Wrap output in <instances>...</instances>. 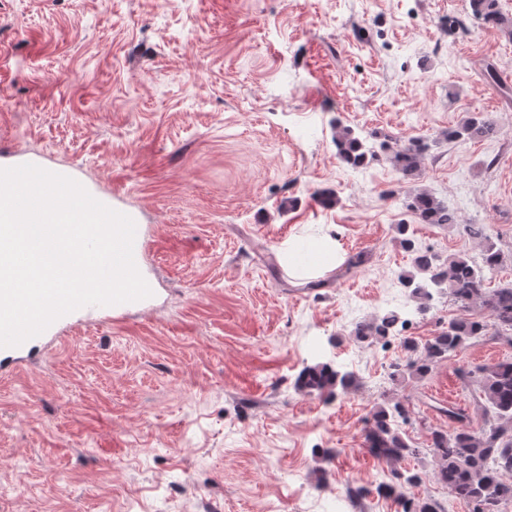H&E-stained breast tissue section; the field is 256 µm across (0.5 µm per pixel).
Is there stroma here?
Listing matches in <instances>:
<instances>
[{
  "mask_svg": "<svg viewBox=\"0 0 512 512\" xmlns=\"http://www.w3.org/2000/svg\"><path fill=\"white\" fill-rule=\"evenodd\" d=\"M479 112L493 138L448 141ZM338 122L390 148L424 139L418 172L387 150L351 169ZM23 156L133 216L158 293L120 323L75 316L0 377V512H399L349 495L388 480L364 428L397 399L424 450L403 463L423 476L414 494L471 512L426 448L442 408L483 426L479 384L459 372L512 360V335L488 326L399 385L401 338L352 335L413 306L401 223L440 258L474 261L484 244L464 227L485 225L505 258L487 285L512 282V38L470 0H0V168ZM421 191L459 224L417 223L407 202ZM465 315L435 293L409 335ZM317 362L356 388L296 389Z\"/></svg>",
  "mask_w": 512,
  "mask_h": 512,
  "instance_id": "1",
  "label": "stroma"
}]
</instances>
